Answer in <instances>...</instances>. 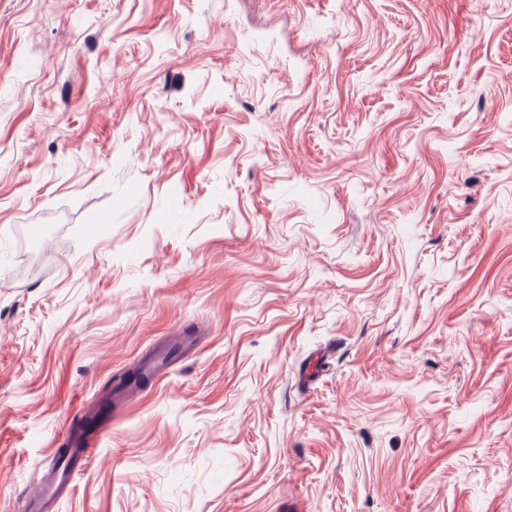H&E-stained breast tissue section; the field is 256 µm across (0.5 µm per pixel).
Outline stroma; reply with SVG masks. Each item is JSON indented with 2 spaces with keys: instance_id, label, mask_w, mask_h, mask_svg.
I'll return each instance as SVG.
<instances>
[{
  "instance_id": "stroma-1",
  "label": "stroma",
  "mask_w": 512,
  "mask_h": 512,
  "mask_svg": "<svg viewBox=\"0 0 512 512\" xmlns=\"http://www.w3.org/2000/svg\"><path fill=\"white\" fill-rule=\"evenodd\" d=\"M512 512V0H0V512ZM99 427L94 431H85L82 427L74 429L69 427L65 434L66 455L56 456L52 468L41 479L36 492L29 498L30 512H43L45 505L54 501L63 492L69 489L74 475L82 466L88 450L96 445Z\"/></svg>"
}]
</instances>
